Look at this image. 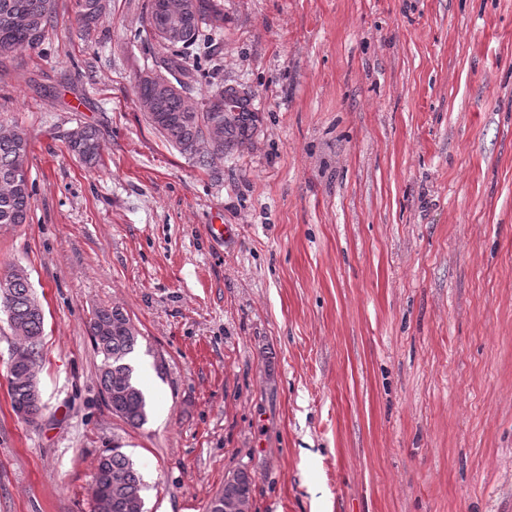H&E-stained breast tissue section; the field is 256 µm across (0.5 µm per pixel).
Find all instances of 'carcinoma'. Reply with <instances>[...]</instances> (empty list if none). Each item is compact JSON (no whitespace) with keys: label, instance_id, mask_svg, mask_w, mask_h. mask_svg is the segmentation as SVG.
<instances>
[{"label":"carcinoma","instance_id":"cac0c4a2","mask_svg":"<svg viewBox=\"0 0 512 512\" xmlns=\"http://www.w3.org/2000/svg\"><path fill=\"white\" fill-rule=\"evenodd\" d=\"M202 20L177 42L156 44L153 64L162 66L181 91L164 92L158 83L146 81L138 85L140 110L146 120L173 146L195 160L200 167H214L224 158V136L242 143L254 121L250 103L242 102L229 120H224V104L216 102L209 109L190 106L183 92L191 90L195 76L184 62L185 50L196 45L203 30L212 28L211 14L221 15L219 0H196ZM103 0H76L75 22L89 29L103 17ZM54 24L52 0H0V56L18 48L35 49L48 39ZM69 152L88 166L100 159V142L96 129L82 126L68 136ZM31 152L27 133L17 127L0 124V225L25 224L29 218L33 196L28 161ZM0 308L7 314L12 335L17 338L14 348L42 362L44 313L41 304L29 286L27 270L14 265L0 276ZM112 321L107 338L94 342L102 357L100 383L111 392L120 389L112 398V413L131 427L139 428L147 422V400L135 377L130 357L138 343V333L125 324L130 318L121 311L100 308L89 322L90 335L101 330V322ZM8 394L11 406L22 405L39 418L45 404L39 384L21 373H10ZM253 479L241 471L224 486V492L207 505V512H224V500H249ZM144 483L136 463L114 447L100 457L93 480L92 512H139Z\"/></svg>","mask_w":512,"mask_h":512}]
</instances>
